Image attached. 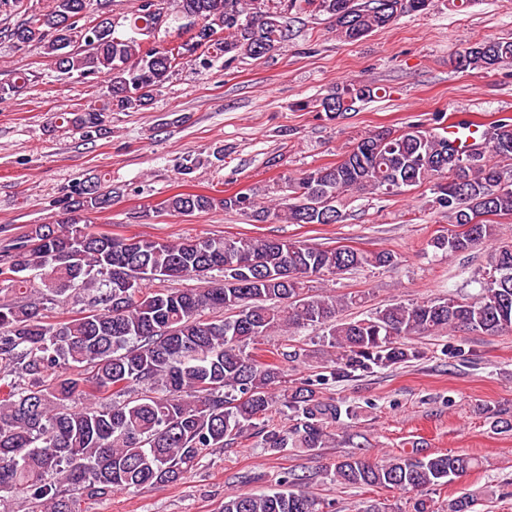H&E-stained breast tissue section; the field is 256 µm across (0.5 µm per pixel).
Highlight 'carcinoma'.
Returning a JSON list of instances; mask_svg holds the SVG:
<instances>
[{"instance_id": "obj_1", "label": "carcinoma", "mask_w": 512, "mask_h": 512, "mask_svg": "<svg viewBox=\"0 0 512 512\" xmlns=\"http://www.w3.org/2000/svg\"><path fill=\"white\" fill-rule=\"evenodd\" d=\"M190 20L188 37L146 42L167 24L168 0H139L116 34L110 19L90 18L91 0H50L47 10L7 31L15 48L43 49L61 75L107 79L102 107L63 112L60 124L87 141L104 135L106 113L136 112L154 104L183 61L204 70L215 58L260 59L288 41L292 12L326 15L336 38L353 42L383 30L404 13L424 12L433 0H175ZM459 69L485 72L512 64V39L469 44ZM377 96L370 85L347 83L316 99L334 120ZM445 127L419 124L360 138L336 163L289 181L288 193L264 205L254 193L216 198L178 192L163 208L183 215L216 207L248 212L258 222L336 224L347 194L394 195L433 184L434 204L459 226L481 215L475 236L448 232L431 246L450 255L493 241L492 216L512 215V178L497 164L512 159V120L491 127L478 158L460 156ZM112 206V192L92 183L62 216L35 224L0 248V506L26 493L31 512H79L61 486L88 497L131 487L174 483L211 448H222L254 427L264 447L313 451L332 439L329 426L355 411L316 395L312 384L285 387L283 362L299 353L262 360L246 347L275 329H323L336 354L316 382L345 381L358 371L419 360L412 345L448 328L496 335L512 331V244L498 245L473 298L454 296L399 302L344 322L339 313L360 294L310 293L308 282L363 266H387L395 255L348 246L321 248L272 238L183 237L173 243L97 231L85 214ZM204 281L203 288H150L153 282ZM76 297L74 315L48 321V305ZM212 316H206V313ZM294 424L268 428L269 414ZM481 465L465 454L417 450L371 461L351 453L332 478L344 487L402 491L441 486ZM307 477L278 481L260 494L224 498L222 512H326L329 504L305 490ZM473 495L448 504L475 512Z\"/></svg>"}]
</instances>
